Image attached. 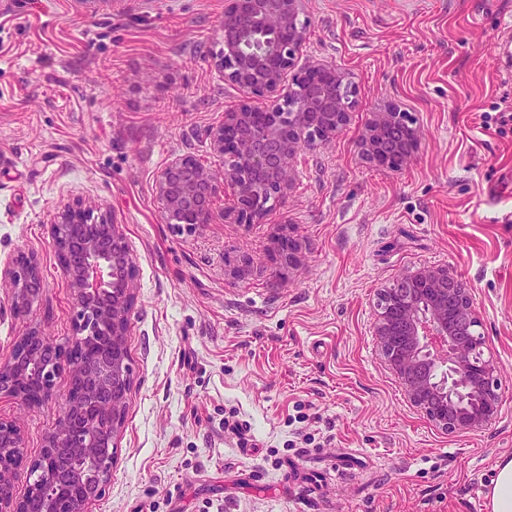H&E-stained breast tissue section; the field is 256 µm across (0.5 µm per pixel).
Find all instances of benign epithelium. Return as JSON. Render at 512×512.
I'll list each match as a JSON object with an SVG mask.
<instances>
[{"mask_svg":"<svg viewBox=\"0 0 512 512\" xmlns=\"http://www.w3.org/2000/svg\"><path fill=\"white\" fill-rule=\"evenodd\" d=\"M305 0H224L222 46L214 67L224 82L268 101L224 112V123L205 130L224 170L202 167L189 155L173 157L156 183L166 223L188 230L217 218L260 224L286 195L292 160L315 150L348 122L357 89L338 67L306 62ZM418 138L411 115L396 104L374 113L364 142L368 160L397 169ZM233 190L222 214L214 202ZM85 202L67 204L49 225L58 259L77 307L76 335L67 346L32 332L0 363V394L22 403L55 397V378L67 370L70 387L40 458L30 464L25 496L14 493L23 461L19 426L0 421V512H88L112 477L114 439L122 427L131 373L125 336L134 303L132 256L121 225ZM10 283L11 309L27 312L39 295L40 261L26 256L0 270ZM471 288L447 265L404 271L394 288L377 295L374 336L408 403L448 434L478 432L501 414L497 362L485 355ZM51 353L34 378L29 368ZM81 448L97 472L94 493L78 491L84 471L70 463Z\"/></svg>","mask_w":512,"mask_h":512,"instance_id":"1","label":"benign epithelium"}]
</instances>
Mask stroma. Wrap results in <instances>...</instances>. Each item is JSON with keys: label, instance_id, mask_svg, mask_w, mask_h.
Masks as SVG:
<instances>
[{"label": "stroma", "instance_id": "1", "mask_svg": "<svg viewBox=\"0 0 512 512\" xmlns=\"http://www.w3.org/2000/svg\"><path fill=\"white\" fill-rule=\"evenodd\" d=\"M305 57L350 74L358 103L335 137L294 160L260 224H167L156 183L204 136L262 98L224 83V0H0V269L38 255L43 291L14 314L0 281V362L37 331L75 334L76 307L48 226L67 203L121 224L137 283L131 388L112 480L88 512H488L512 458V0H306ZM391 102L420 136L398 170L361 141ZM296 260L286 264L284 247ZM445 264L476 299L498 361L502 411L447 434L413 408L373 334L379 289ZM55 400L0 394L28 464Z\"/></svg>", "mask_w": 512, "mask_h": 512}]
</instances>
